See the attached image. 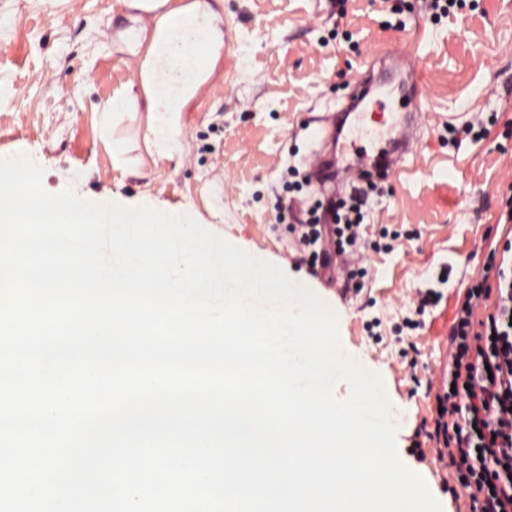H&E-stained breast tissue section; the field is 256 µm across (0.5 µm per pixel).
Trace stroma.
Returning <instances> with one entry per match:
<instances>
[{
	"label": "stroma",
	"mask_w": 512,
	"mask_h": 512,
	"mask_svg": "<svg viewBox=\"0 0 512 512\" xmlns=\"http://www.w3.org/2000/svg\"><path fill=\"white\" fill-rule=\"evenodd\" d=\"M138 0H0V154L38 155L50 193L73 186L86 199L196 212L250 254L326 298L341 343L379 373L399 423L400 458L426 481L443 512H471L456 470L433 443L434 368L448 346L459 296L494 278L491 250L512 247L501 223L512 197V0H469L460 19L426 22L421 0H205L226 38L217 92L180 112L181 149L159 156L145 139L148 112L136 79L146 46L115 54L109 33L142 25ZM423 24L412 44L409 31ZM399 47L421 79L420 148L408 173L363 189L369 239L400 232L392 251L367 250L363 291L344 298L326 274L293 260L276 208L305 211L350 195L337 184L288 191L287 169L329 154L316 135L324 113L345 106L372 62ZM486 122L481 141L448 143L449 125ZM452 269L423 329L397 337L415 289Z\"/></svg>",
	"instance_id": "1"
}]
</instances>
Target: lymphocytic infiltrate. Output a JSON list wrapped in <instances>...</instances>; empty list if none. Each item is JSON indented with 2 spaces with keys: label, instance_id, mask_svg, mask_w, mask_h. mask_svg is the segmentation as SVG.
<instances>
[{
  "label": "lymphocytic infiltrate",
  "instance_id": "obj_1",
  "mask_svg": "<svg viewBox=\"0 0 512 512\" xmlns=\"http://www.w3.org/2000/svg\"><path fill=\"white\" fill-rule=\"evenodd\" d=\"M361 206L354 196L330 203L329 225L315 209L303 219L280 211L296 261L324 267L329 235L362 257L368 242L361 233ZM449 336L448 380L455 388L438 399L442 416L436 428L445 434L438 456L466 464L462 487L473 512H512V272L498 270L496 286L466 289Z\"/></svg>",
  "mask_w": 512,
  "mask_h": 512
}]
</instances>
